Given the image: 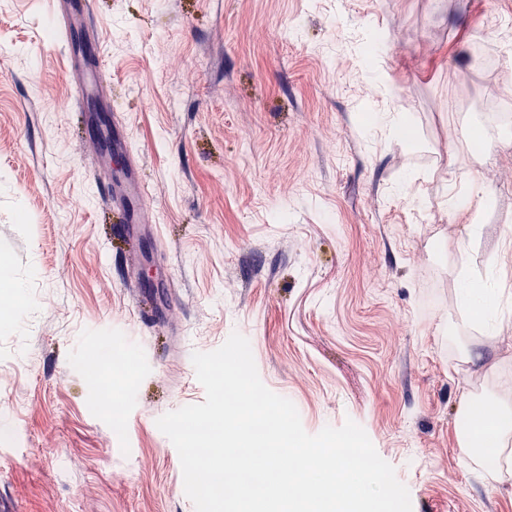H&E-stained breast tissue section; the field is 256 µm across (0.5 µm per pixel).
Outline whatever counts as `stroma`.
Returning <instances> with one entry per match:
<instances>
[{
	"label": "stroma",
	"instance_id": "stroma-1",
	"mask_svg": "<svg viewBox=\"0 0 512 512\" xmlns=\"http://www.w3.org/2000/svg\"><path fill=\"white\" fill-rule=\"evenodd\" d=\"M91 7L98 107L147 222L138 242L117 235L97 195L65 42L43 40L49 0H0V512H195L156 421L204 402L191 356L234 332L307 433L365 430L413 512H512V481L459 449L463 405L512 410V317L493 336L457 300L470 277L512 301V140L487 110L512 102V0ZM491 22L504 38L479 68ZM474 179L482 206L452 208ZM148 262L154 326L123 285ZM105 350L133 354L127 377H91Z\"/></svg>",
	"mask_w": 512,
	"mask_h": 512
}]
</instances>
